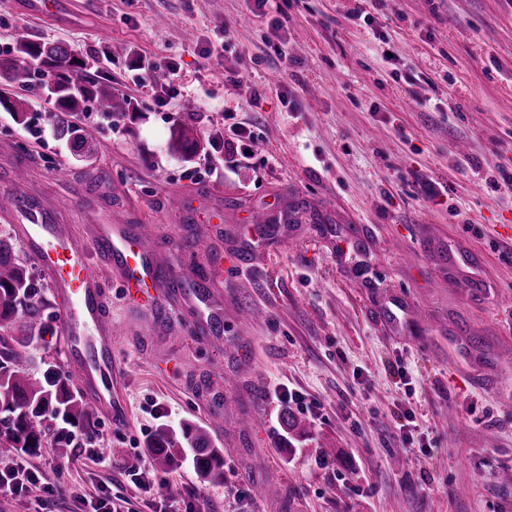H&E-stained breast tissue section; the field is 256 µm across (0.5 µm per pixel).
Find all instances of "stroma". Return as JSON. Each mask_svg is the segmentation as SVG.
<instances>
[{
  "label": "stroma",
  "mask_w": 512,
  "mask_h": 512,
  "mask_svg": "<svg viewBox=\"0 0 512 512\" xmlns=\"http://www.w3.org/2000/svg\"><path fill=\"white\" fill-rule=\"evenodd\" d=\"M357 6L371 23L350 17ZM18 25L92 59L86 77L141 109L113 122L92 112L97 152L79 161L42 119V78L28 76L16 86L26 123L0 110V189L64 205L80 238L85 202L144 225L164 258L207 249L226 262L220 343L201 341L178 301L155 320L97 268L127 424L100 418L87 447L42 449L30 462L45 483L107 489L131 512L190 494L240 512L243 493L255 512H512V309L499 303L512 294V0H274L262 17L244 0H71L60 24L0 0L1 52ZM220 38L223 57H206ZM141 57L177 68L164 104L133 82ZM229 117L252 131L250 155L208 147ZM179 122L205 145L194 158L170 147ZM172 196L183 214L169 212ZM295 200L309 210L289 224ZM257 210L293 249L248 229ZM392 299L407 319L385 320ZM59 311L46 309L28 349L32 376L66 364ZM271 382L317 400L319 418L286 435ZM215 400L223 484L147 452L156 430L210 423ZM138 470L149 490L131 482Z\"/></svg>",
  "instance_id": "obj_1"
}]
</instances>
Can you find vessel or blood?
I'll return each instance as SVG.
<instances>
[{"label": "vessel or blood", "mask_w": 512, "mask_h": 512, "mask_svg": "<svg viewBox=\"0 0 512 512\" xmlns=\"http://www.w3.org/2000/svg\"><path fill=\"white\" fill-rule=\"evenodd\" d=\"M0 208L17 218L16 230L27 254L60 299L67 370L81 395L105 420L124 422L125 410L113 394L115 337L101 280L92 266L116 268L125 296L143 306L154 304L155 290L162 286L171 295L182 294L185 273L176 271L159 280V260L146 238L130 225L106 222L96 207L84 210L88 234L84 241L73 235L69 225L54 222L26 191L0 192ZM185 297L198 309L209 307L206 291Z\"/></svg>", "instance_id": "obj_1"}]
</instances>
